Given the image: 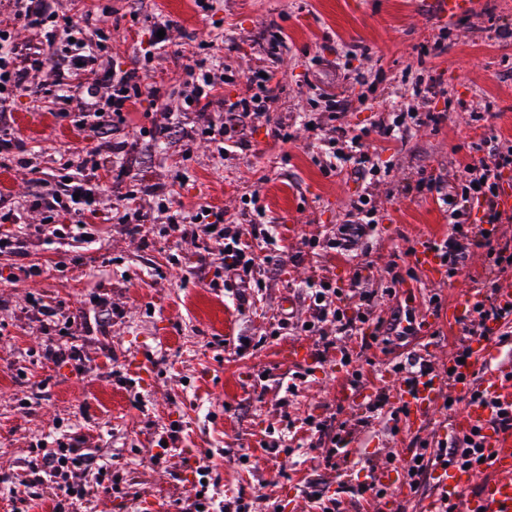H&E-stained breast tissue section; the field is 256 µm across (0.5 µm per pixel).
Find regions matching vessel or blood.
<instances>
[{"instance_id": "b4317fda", "label": "vessel or blood", "mask_w": 512, "mask_h": 512, "mask_svg": "<svg viewBox=\"0 0 512 512\" xmlns=\"http://www.w3.org/2000/svg\"><path fill=\"white\" fill-rule=\"evenodd\" d=\"M438 14L455 22L476 12L481 0H436ZM411 261L431 278L441 279L446 266L431 241L421 239L412 247ZM480 293L473 290L448 308V321L467 324ZM497 323H487L484 335L470 337L471 358L466 366H453L451 372L430 371L416 374L412 382L396 380L389 384L391 400L404 404L411 424H423L439 407L444 393L464 396L463 408L453 418L449 430L462 435L474 430L483 437V454L489 459L492 477H479L474 470L438 471V490L426 503L424 512H440L444 501H462L463 512H512V429L492 421L494 408H512V363L502 360L496 341ZM483 374L484 394L476 400L466 393L476 374ZM479 484L478 495H467L466 489Z\"/></svg>"}]
</instances>
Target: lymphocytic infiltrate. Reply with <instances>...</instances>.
<instances>
[{"label":"lymphocytic infiltrate","mask_w":512,"mask_h":512,"mask_svg":"<svg viewBox=\"0 0 512 512\" xmlns=\"http://www.w3.org/2000/svg\"><path fill=\"white\" fill-rule=\"evenodd\" d=\"M60 0H13L16 15L31 26L45 32V49L23 48L13 40L10 29H0V125L6 124L10 103L28 87L32 72L42 70L50 64L46 48L61 47L60 63L53 66L54 83L58 91L67 93L76 85L86 71L98 74L99 87H106V95H99V88L82 90L72 110L75 125L93 131L98 141L86 150L67 180L57 181L51 186H35L31 196L35 206L43 212L40 228L45 238L60 236L59 218L70 215L79 230L87 229L88 221L94 217L95 196L101 186L96 172L101 165L104 149L113 153L124 152L125 145L113 141L114 120H125L127 112L133 111L142 97L160 98L161 90L148 81L146 68L118 69L112 67L107 58V46L103 30L91 25L87 19H76L62 14ZM278 97L272 86L261 83L260 90L246 94L237 100H225L224 121L211 126L209 140L217 154L233 148L245 147L244 132L249 123L276 108ZM368 131H354L339 126L328 145L345 151L347 157L357 160L356 178L364 180L378 175L383 167L379 152L370 151L367 143ZM512 168V141L492 137L471 145L462 168L449 180H432L426 183L427 192L433 193L440 208L448 215V234L441 241L444 260L451 272H460L472 248L486 251L487 267L485 281L496 285L500 277L512 270V243L481 236L473 238L464 230L472 204H479L488 224H511L512 213L504 211L498 204L501 180L505 170ZM355 219L339 225L331 239L332 248L351 250L370 237L378 227L377 210L366 201L354 203ZM170 232L180 238L207 241L216 239L225 246L224 285L231 288L239 300H247L256 286L254 280L255 261L249 248L250 241H262L269 252L279 250V239L273 225L252 219L245 224H228L220 212L198 208L194 215L174 210L168 213ZM362 308L347 312L343 307L340 289L313 284L308 298L311 315L308 323L298 324L284 317L277 323L276 333L288 336L294 333H309L319 337L324 349L334 348L337 336L349 335L364 325L373 326L376 335L396 336L411 334L405 326L402 314H393L388 321L374 320L372 306L376 293L371 288H360ZM499 325V340L512 341V309L501 308L494 294H486L473 308L471 319L464 330L467 335L479 336L487 322ZM333 325L335 336H328L325 327ZM479 433L453 436L438 447L419 442L411 449L402 463L406 482L414 488L424 486L432 469L437 466L468 467L484 470ZM32 477L19 484L9 483L4 491L14 502L24 503L34 490H50L55 500V512H81L86 502L84 487L75 479L77 473L90 471L103 475L111 473V465L103 462L98 449L88 447L84 435L71 433L45 441L40 451L29 462Z\"/></svg>","instance_id":"obj_1"}]
</instances>
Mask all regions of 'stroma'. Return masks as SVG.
Listing matches in <instances>:
<instances>
[{"label": "stroma", "mask_w": 512, "mask_h": 512, "mask_svg": "<svg viewBox=\"0 0 512 512\" xmlns=\"http://www.w3.org/2000/svg\"><path fill=\"white\" fill-rule=\"evenodd\" d=\"M65 9L89 15L109 33L108 53L120 68L147 66L161 99L142 97L117 133L133 149L135 164L110 162L97 175L106 189L97 198L99 215L89 238L72 236L47 243L31 233L29 263L39 274L19 277L13 258L0 255V474L27 477L31 451L39 439L58 432L85 434L103 449L121 477L120 491L95 474L82 476L89 512H177L191 497L205 459L208 481L227 497H241L252 512H312L309 486L341 490L342 512H381L377 497L357 499L344 488L375 478L377 467L399 468L416 442L447 438L450 418L437 410L420 428L405 414L379 424L366 408L343 399L352 391V372L364 389L395 379L393 366L408 353L430 346V362L448 365V352L463 333L438 319L430 334L383 343L372 334L341 336L326 362L313 366L296 397L284 399L280 383L296 363L285 352L292 336L273 337L277 319L304 321L311 314L307 280L325 279L349 294L354 279L376 289L374 310L389 317L395 309L428 315V298L451 304L479 287L484 250L472 249L463 272L432 281L426 274L394 286L390 267L411 268L415 241L443 238L448 223L420 183L451 178L462 149L484 137L512 139V42L501 31L512 25V0H482L481 10L451 23L424 0H222L218 11L202 15L193 0H62ZM166 20L168 47L152 46L154 22ZM448 49L436 53L437 39ZM224 66L206 118L188 116L197 130L188 157L151 142L155 125L168 122L181 91L190 89L194 61ZM274 68L279 85L276 112L249 124L246 148L218 157L203 134L220 123L223 102L244 90L254 72ZM441 74L447 96L432 107L448 119L440 128L418 125L412 88ZM51 68L32 79L30 93L17 97L9 127L32 148V164L0 165V200L24 204L23 219L42 221L30 208L38 182L55 183L61 165L85 151L92 134L75 128L59 113L51 95ZM331 95L351 105L339 120L325 110ZM468 110H449V100ZM400 119L406 137L385 142L386 172L372 182L355 178L350 167L330 170L308 122L365 129L377 140L381 122ZM288 124L294 141L281 139ZM124 190L170 187L172 206L195 213L211 205L228 224L259 211L279 227L282 249L274 266L258 263L259 283L249 303L215 286L219 241H173L166 216L154 197L142 196L146 229L120 224L111 185ZM371 194L380 219L377 234L353 255L330 249L328 233L342 223L358 197ZM393 297H384L387 287ZM112 310L106 326L82 325L73 336L84 350L88 374L78 378L63 363L46 359V335L27 316L35 305L64 304L83 316L93 298ZM145 363L150 375L134 378L129 366ZM25 368L31 382L47 388L30 408L13 399L12 375ZM335 416L350 433L351 469L331 464L328 446L308 447L299 423L308 415ZM177 426L170 446L158 443L162 429Z\"/></svg>", "instance_id": "35a3bbf8"}]
</instances>
